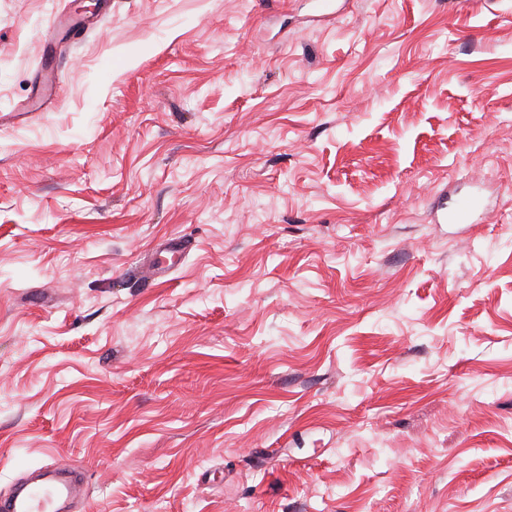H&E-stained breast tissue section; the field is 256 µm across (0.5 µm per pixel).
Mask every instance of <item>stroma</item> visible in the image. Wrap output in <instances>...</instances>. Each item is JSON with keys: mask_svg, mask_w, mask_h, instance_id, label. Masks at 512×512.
Wrapping results in <instances>:
<instances>
[{"mask_svg": "<svg viewBox=\"0 0 512 512\" xmlns=\"http://www.w3.org/2000/svg\"><path fill=\"white\" fill-rule=\"evenodd\" d=\"M335 3L0 0V494L512 512V0ZM53 475L37 484L21 485L8 496L0 498L1 512H60L56 508L63 499H69L73 493V483L58 477H71L72 468L58 463L48 468ZM70 475V476H69Z\"/></svg>", "mask_w": 512, "mask_h": 512, "instance_id": "35a3bbf8", "label": "stroma"}]
</instances>
